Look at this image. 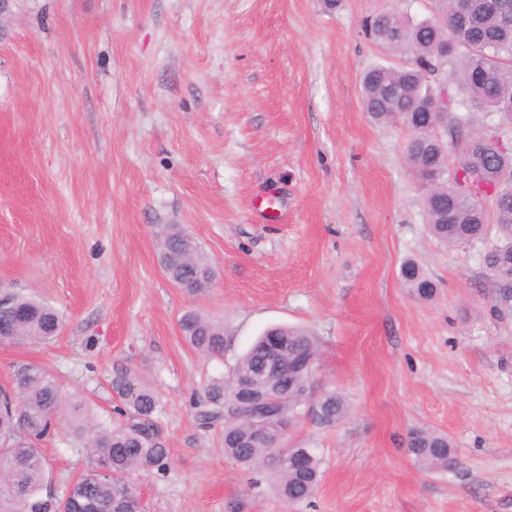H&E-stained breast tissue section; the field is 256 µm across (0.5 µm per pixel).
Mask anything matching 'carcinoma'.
<instances>
[{
	"instance_id": "1",
	"label": "carcinoma",
	"mask_w": 512,
	"mask_h": 512,
	"mask_svg": "<svg viewBox=\"0 0 512 512\" xmlns=\"http://www.w3.org/2000/svg\"><path fill=\"white\" fill-rule=\"evenodd\" d=\"M473 10L467 33L461 37L444 31L455 23L454 0H440L431 16L415 21L398 12L384 13L370 22L371 36L397 52L413 57L404 67L377 63L369 67L361 82L362 103L377 121L398 120L408 129L405 153L412 170L430 184L422 204L429 232L450 246H462L489 233L478 200L471 196V185L478 182L496 195L512 193V148L491 131L477 136L470 130L468 113L493 108L507 112L504 89L512 91V25L505 26L501 13L512 11V0H472ZM448 39V50L442 49ZM450 66L448 105L431 112L430 93L436 86L423 73ZM509 113V112H507ZM512 117V112L509 113ZM447 130V148L429 139L422 131L429 118ZM454 167L453 176L448 168ZM496 244L483 264L487 275L498 286L506 301L512 299V209L496 212ZM187 234L177 224L159 232L160 249L175 256L164 268L173 283L192 281L199 293L212 286L214 271L200 248L182 257ZM401 281L422 299L433 297L435 284L415 262L401 268ZM184 339L207 356H224V326L202 314L188 311L179 320ZM62 328L57 309L33 296L13 291L0 308V345L39 346L55 338ZM273 331L288 340V349L300 355L318 356L319 341L308 331L277 326ZM268 332H263L237 360L224 378L213 381L203 399L201 424L223 426L224 455L242 466L267 467L275 476L279 496L288 503L305 500L316 490L322 459L309 449L304 467L276 464L272 449L247 442L249 423L228 424L239 407L237 381L255 375L265 356ZM13 403L0 407V512H145V505L129 482L135 472L162 469L166 458L165 439L156 420L160 401L142 386L130 371L120 372L113 389L128 400L129 410L120 412L123 420L113 425L85 428L77 421L73 431L87 449V468L66 485V492L49 493L51 479L39 442L54 429L66 409L56 381L38 364H22L12 375ZM312 402L320 412L319 423L331 426L348 412L342 395L323 390L314 396L293 387L278 410L293 423L300 407ZM407 452L429 470L448 468V437L430 430L408 433ZM112 467V478L100 471V459Z\"/></svg>"
}]
</instances>
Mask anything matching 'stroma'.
Instances as JSON below:
<instances>
[{
    "instance_id": "stroma-1",
    "label": "stroma",
    "mask_w": 512,
    "mask_h": 512,
    "mask_svg": "<svg viewBox=\"0 0 512 512\" xmlns=\"http://www.w3.org/2000/svg\"><path fill=\"white\" fill-rule=\"evenodd\" d=\"M434 0H13L0 39V283L63 316L40 347L0 346V387L34 362L82 419L119 421L131 370L161 402L164 470L132 475L148 512H512V303L482 265L428 231V187L408 130L374 122L360 77L409 65L365 32L377 14L422 18ZM180 224L215 270L175 287L156 232ZM437 285L410 296L400 266ZM198 311L224 326L209 358L182 338ZM319 340L314 377L340 392L333 426L301 417L317 449L306 500L223 452L197 402L267 327ZM447 434L453 470L405 451ZM54 484L86 467L69 425L42 443Z\"/></svg>"
}]
</instances>
